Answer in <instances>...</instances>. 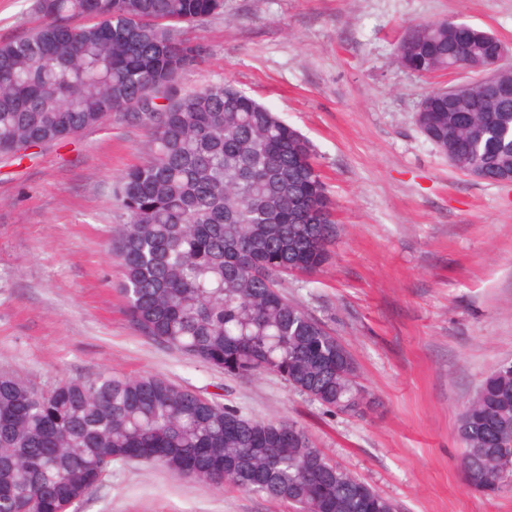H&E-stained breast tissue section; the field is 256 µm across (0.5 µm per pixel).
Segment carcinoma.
Here are the masks:
<instances>
[{"label": "carcinoma", "mask_w": 512, "mask_h": 512, "mask_svg": "<svg viewBox=\"0 0 512 512\" xmlns=\"http://www.w3.org/2000/svg\"><path fill=\"white\" fill-rule=\"evenodd\" d=\"M223 9L224 0H35L40 23L0 43V154L20 162L31 144L129 113L151 143L118 186L126 224L112 249L129 321L228 375L274 373L310 401L356 414L369 400L350 353L282 292L288 277L319 271L336 240L310 143L231 82L172 95L202 53L180 25ZM496 41L443 19L408 26L397 52L403 67L430 75L492 62ZM499 78V96L433 88L418 107L432 145L489 183L512 172V66ZM457 434L472 486L489 495L512 479V363L491 370ZM129 448L296 512H397L294 422L251 419L156 376L103 372L38 389L0 374V512H70Z\"/></svg>", "instance_id": "obj_1"}]
</instances>
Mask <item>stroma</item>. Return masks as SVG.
Listing matches in <instances>:
<instances>
[{"mask_svg": "<svg viewBox=\"0 0 512 512\" xmlns=\"http://www.w3.org/2000/svg\"><path fill=\"white\" fill-rule=\"evenodd\" d=\"M0 0V42L37 23ZM452 19L512 49V0H224L182 27L204 48L176 93L233 82L312 144L335 204L331 259L284 292L324 322L372 402L327 411L264 373L239 379L141 334L112 252L119 176L149 137L113 112L99 126L0 158V373L47 388L100 372L153 375L257 420L298 422L399 512H512V487L470 489L457 424L489 371L512 361V185L452 167L421 133L432 79L401 67L405 26ZM76 512H291L143 462L118 463Z\"/></svg>", "mask_w": 512, "mask_h": 512, "instance_id": "obj_1", "label": "stroma"}]
</instances>
